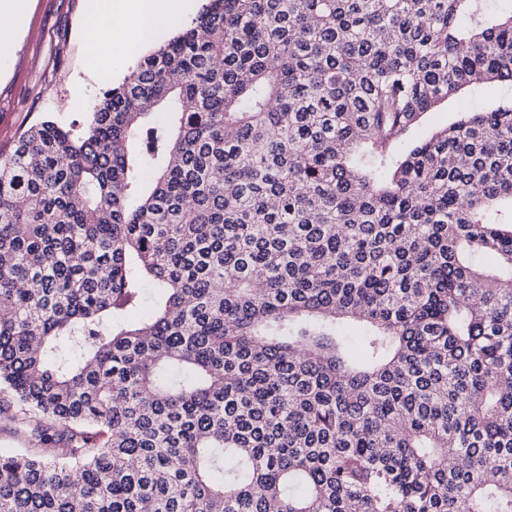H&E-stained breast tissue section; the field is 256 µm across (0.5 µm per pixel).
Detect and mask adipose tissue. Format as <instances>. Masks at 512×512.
<instances>
[{
  "label": "adipose tissue",
  "mask_w": 512,
  "mask_h": 512,
  "mask_svg": "<svg viewBox=\"0 0 512 512\" xmlns=\"http://www.w3.org/2000/svg\"><path fill=\"white\" fill-rule=\"evenodd\" d=\"M191 0H88L85 36L93 47L90 67H109L123 56L125 40L149 42L184 23Z\"/></svg>",
  "instance_id": "1"
}]
</instances>
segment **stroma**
Instances as JSON below:
<instances>
[{
	"mask_svg": "<svg viewBox=\"0 0 512 512\" xmlns=\"http://www.w3.org/2000/svg\"><path fill=\"white\" fill-rule=\"evenodd\" d=\"M85 0H31L23 28L13 45L0 48L9 66L0 71V155H8L20 134L35 122L82 120L102 89L123 80L146 46L128 43L115 70L89 68L93 52L84 36ZM81 93L80 108L60 111L59 103ZM501 90L487 85L450 99L425 113L414 132L424 138L448 126L463 108L486 109Z\"/></svg>",
	"mask_w": 512,
	"mask_h": 512,
	"instance_id": "35a3bbf8",
	"label": "stroma"
}]
</instances>
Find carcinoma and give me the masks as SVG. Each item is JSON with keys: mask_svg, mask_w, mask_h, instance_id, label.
<instances>
[{"mask_svg": "<svg viewBox=\"0 0 512 512\" xmlns=\"http://www.w3.org/2000/svg\"><path fill=\"white\" fill-rule=\"evenodd\" d=\"M486 83L512 0H205L26 129L0 512H512V99L408 141ZM35 441L28 434L15 429L12 423L0 420V450L26 451L37 449Z\"/></svg>", "mask_w": 512, "mask_h": 512, "instance_id": "carcinoma-1", "label": "carcinoma"}]
</instances>
